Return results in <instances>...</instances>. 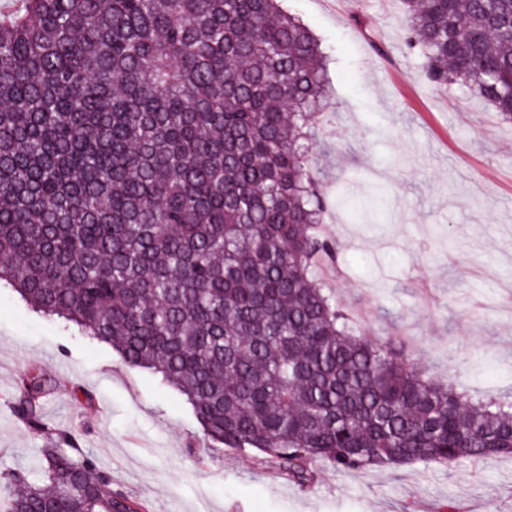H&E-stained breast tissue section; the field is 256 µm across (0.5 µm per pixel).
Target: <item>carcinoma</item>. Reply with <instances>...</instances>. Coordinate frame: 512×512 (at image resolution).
<instances>
[{
	"label": "carcinoma",
	"instance_id": "obj_1",
	"mask_svg": "<svg viewBox=\"0 0 512 512\" xmlns=\"http://www.w3.org/2000/svg\"><path fill=\"white\" fill-rule=\"evenodd\" d=\"M426 73L512 123V0H404ZM319 40L278 0H16L0 12V284L185 395L205 446L312 464L456 467L512 455V394L426 377L325 286L336 199L309 158L326 109ZM57 380L12 399L40 478L0 512H146L67 431Z\"/></svg>",
	"mask_w": 512,
	"mask_h": 512
}]
</instances>
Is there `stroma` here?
<instances>
[{"label":"stroma","mask_w":512,"mask_h":512,"mask_svg":"<svg viewBox=\"0 0 512 512\" xmlns=\"http://www.w3.org/2000/svg\"><path fill=\"white\" fill-rule=\"evenodd\" d=\"M327 56L331 106L310 146L320 181L355 198L382 186L370 219L329 209L339 302L368 307L372 339L401 328L426 376L487 394L512 389V125L461 89L428 81L405 45L402 0H283ZM59 381L44 422L74 432L114 488L147 512H512V457L452 469L339 472L302 485L255 452L206 448L190 405L111 346L67 332L0 287V474L32 468L40 439L8 404L21 375Z\"/></svg>","instance_id":"obj_1"}]
</instances>
